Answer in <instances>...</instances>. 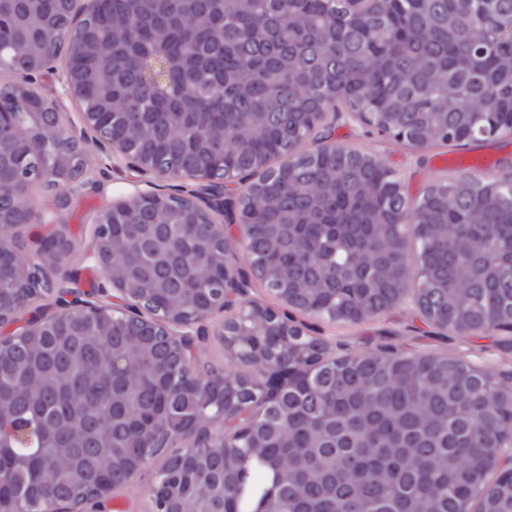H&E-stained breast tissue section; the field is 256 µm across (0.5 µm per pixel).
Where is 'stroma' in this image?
<instances>
[{
    "instance_id": "1",
    "label": "stroma",
    "mask_w": 512,
    "mask_h": 512,
    "mask_svg": "<svg viewBox=\"0 0 512 512\" xmlns=\"http://www.w3.org/2000/svg\"><path fill=\"white\" fill-rule=\"evenodd\" d=\"M331 142L377 155L402 180L408 200L418 199L431 185L461 176L503 175L512 172V137L494 138L460 148L433 146L417 149L381 136L373 128L340 113L328 120ZM98 167L93 173L96 189L78 186L71 196L65 221L83 245L69 254L67 269L79 270L83 282L104 283L102 270L88 254L94 226L91 216L116 202L122 194L143 184L145 177L128 160L112 156L109 149L96 154ZM296 323L306 333L335 343L337 354L396 346L419 354L451 353L466 363L491 367L512 374V331L466 339L435 329L422 321L417 311L402 304L376 318L359 324L330 323L295 314ZM161 466L152 459L125 486L110 496L84 505L81 512H144L147 491Z\"/></svg>"
}]
</instances>
